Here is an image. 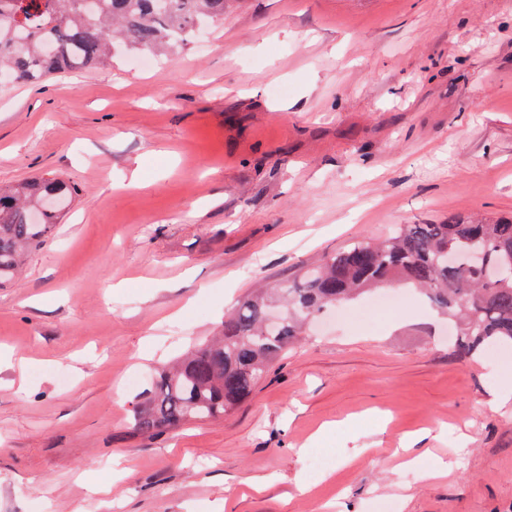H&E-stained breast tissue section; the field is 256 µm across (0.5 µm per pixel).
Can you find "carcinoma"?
<instances>
[{
	"instance_id": "obj_1",
	"label": "carcinoma",
	"mask_w": 512,
	"mask_h": 512,
	"mask_svg": "<svg viewBox=\"0 0 512 512\" xmlns=\"http://www.w3.org/2000/svg\"><path fill=\"white\" fill-rule=\"evenodd\" d=\"M225 0H0V83H36L68 71L108 67L123 54L185 46L200 27L224 20ZM77 189L59 178L0 187V283L68 211ZM512 258V220L405 224L383 242L327 256L302 280L271 295L249 293L224 315L220 336L193 348L134 411L150 433L217 419L245 402L269 367L304 335L308 319L385 285L419 290L454 318L456 352L512 344V278L485 283L478 256ZM278 303L280 330L263 326Z\"/></svg>"
}]
</instances>
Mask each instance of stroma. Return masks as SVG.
Returning <instances> with one entry per match:
<instances>
[{"instance_id":"35a3bbf8","label":"stroma","mask_w":512,"mask_h":512,"mask_svg":"<svg viewBox=\"0 0 512 512\" xmlns=\"http://www.w3.org/2000/svg\"><path fill=\"white\" fill-rule=\"evenodd\" d=\"M45 175L78 195L0 285V512H512V401L485 405L512 347L457 356L411 292L325 311L224 418L133 422L245 294L402 224L512 219V0H226L150 68L0 86V187Z\"/></svg>"}]
</instances>
